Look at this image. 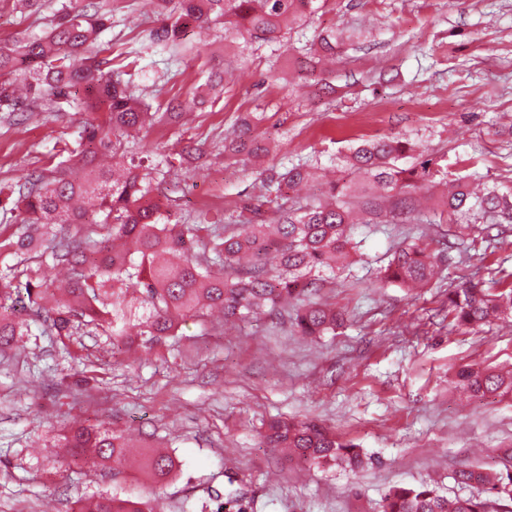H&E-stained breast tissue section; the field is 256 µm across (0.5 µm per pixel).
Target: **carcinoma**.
Returning <instances> with one entry per match:
<instances>
[{"label": "carcinoma", "mask_w": 512, "mask_h": 512, "mask_svg": "<svg viewBox=\"0 0 512 512\" xmlns=\"http://www.w3.org/2000/svg\"><path fill=\"white\" fill-rule=\"evenodd\" d=\"M98 0H63L50 30L40 37L20 31L0 40V110L3 112H105L108 120L86 124L76 146L65 145L60 160L0 187V254L15 263L0 273V352L20 355L32 326L62 340L84 326L112 338V354L137 346L152 350L178 337L189 320L203 321L219 309L224 319L249 320L272 315L283 303L297 304L294 324L306 336L334 332L343 314L312 299L334 274L352 246L354 205L362 204L363 224L437 223L443 208L448 224L512 222V184L494 183L476 191L468 177L455 179L453 190L425 211L418 197L435 186L437 163L423 159L411 167L400 160L417 145L398 137L363 140L349 148L342 165L348 177L332 183L322 197L302 202L301 185L316 177L310 160L270 175L259 173V194L235 206L229 224L198 220L181 224L156 198V176L165 169L144 164L135 133L181 116L169 102L152 111L142 90L126 78L136 64L99 49L88 54L100 35L112 28L115 6ZM157 24L141 39L168 53H183L182 29L222 28L224 38L276 42L292 26L315 14L328 0H154ZM237 135L224 140V153L247 163L269 153L254 134L250 116L238 119ZM112 156V169L97 166ZM88 226L84 233L63 232V225ZM42 268L62 264L63 288ZM439 268L438 256L411 242L397 246L381 281L401 288L427 285ZM498 288L470 281L448 289L452 327L474 326L497 315H512V273L499 277ZM455 386L471 396H511L512 371L467 365L455 374ZM271 447L283 448L311 464L333 462L352 470L373 463L360 446L342 440L313 421L273 420ZM57 448L62 465L92 474L127 459L131 440L100 425L63 426ZM139 472L154 484L175 470L167 452L146 451ZM454 480L481 489L477 495L448 501L428 484L395 487L381 512H512V454L498 470L459 469ZM155 491L139 496L121 492L80 497L66 512H155ZM209 512H248L242 496L216 494Z\"/></svg>", "instance_id": "obj_1"}]
</instances>
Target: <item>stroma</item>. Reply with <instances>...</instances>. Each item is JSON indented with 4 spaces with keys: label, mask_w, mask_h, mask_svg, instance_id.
Wrapping results in <instances>:
<instances>
[{
    "label": "stroma",
    "mask_w": 512,
    "mask_h": 512,
    "mask_svg": "<svg viewBox=\"0 0 512 512\" xmlns=\"http://www.w3.org/2000/svg\"><path fill=\"white\" fill-rule=\"evenodd\" d=\"M58 2L23 15L0 0V38L47 31ZM154 18L144 0H127L102 38L137 56L133 79L152 105L182 104L183 118L148 128L142 142L154 157L179 152L181 136L197 145L158 186L180 216L217 222L257 193L252 167L224 157V136L246 112L270 145V167L308 157L336 169L352 141L398 135L444 159L441 177L512 181V0H329L284 44L247 45L220 30L205 38L192 26L172 67L139 39ZM352 26L365 36L337 48L336 93L323 97L298 60L319 33ZM214 69L231 78L223 99L204 105ZM89 117L102 115L0 112V185L47 167ZM353 239L346 268L320 291L346 313L336 333L303 336L276 315L205 331L190 322L167 346L116 356L109 336L83 329L66 346L34 335L20 359L0 360V512H64L68 500L111 490L110 470L61 466L52 446L60 418L167 449L182 470L163 482L158 512L202 506L217 490L240 491L250 512H379L390 489L422 483L471 495L452 475L500 466L512 448V400L476 399L450 380L469 363L512 366V319L452 330L443 301L459 282L489 288L499 270L512 272V232L490 241L478 226L361 224ZM405 240L440 253L439 278L417 290L380 286V268ZM85 369L97 387L68 391L66 379ZM277 415L315 420L375 462L352 472L267 447L265 423Z\"/></svg>",
    "instance_id": "1"
}]
</instances>
